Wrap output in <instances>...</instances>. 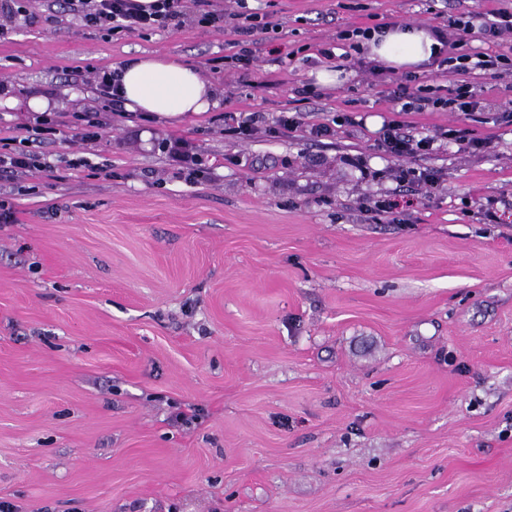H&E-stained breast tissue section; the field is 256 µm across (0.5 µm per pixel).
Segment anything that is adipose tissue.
<instances>
[{
    "label": "adipose tissue",
    "mask_w": 512,
    "mask_h": 512,
    "mask_svg": "<svg viewBox=\"0 0 512 512\" xmlns=\"http://www.w3.org/2000/svg\"><path fill=\"white\" fill-rule=\"evenodd\" d=\"M366 46L382 66L413 69L429 62L438 42L430 31L387 26ZM120 94L131 112H149L175 123L217 106L219 92L195 68L159 57H142L118 70Z\"/></svg>",
    "instance_id": "1"
}]
</instances>
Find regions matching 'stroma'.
<instances>
[{
    "instance_id": "obj_1",
    "label": "stroma",
    "mask_w": 512,
    "mask_h": 512,
    "mask_svg": "<svg viewBox=\"0 0 512 512\" xmlns=\"http://www.w3.org/2000/svg\"><path fill=\"white\" fill-rule=\"evenodd\" d=\"M248 5L280 29L246 71L224 66L232 27L112 36L59 0L0 35V137L56 167L0 181L17 218L0 224V501L512 512V76L419 67L482 109L408 114L436 139L408 160L375 144L403 72L318 53L342 29L431 31L512 0ZM143 56L195 67L219 106L177 125L112 112L76 139L102 106L82 70ZM255 111L354 121L318 142L225 132V113ZM463 129L488 148L445 136ZM408 167L434 184L401 182Z\"/></svg>"
}]
</instances>
